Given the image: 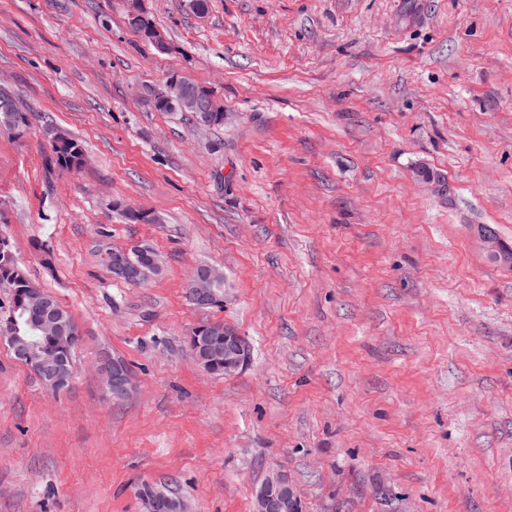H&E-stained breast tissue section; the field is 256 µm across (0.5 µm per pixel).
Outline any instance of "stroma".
Wrapping results in <instances>:
<instances>
[{
  "instance_id": "stroma-1",
  "label": "stroma",
  "mask_w": 512,
  "mask_h": 512,
  "mask_svg": "<svg viewBox=\"0 0 512 512\" xmlns=\"http://www.w3.org/2000/svg\"><path fill=\"white\" fill-rule=\"evenodd\" d=\"M142 6L165 51L128 0H0V86L30 120L0 132V237L81 331L60 392L0 341V512H148L145 484L254 512L273 470L305 512H512V267L477 235L512 246V0ZM173 74L222 126L137 98ZM49 123L85 166L55 165ZM102 245L163 270L127 283ZM199 264L223 305L189 302ZM203 321L245 336L246 369L196 365ZM479 236L483 248L490 258L506 264L511 263L507 248L500 243V240L495 236L491 228L482 227L479 230ZM105 379L112 397L126 398L134 388L130 369L119 361H112V366L106 367Z\"/></svg>"
}]
</instances>
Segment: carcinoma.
Returning a JSON list of instances; mask_svg holds the SVG:
<instances>
[{"instance_id": "obj_1", "label": "carcinoma", "mask_w": 512, "mask_h": 512, "mask_svg": "<svg viewBox=\"0 0 512 512\" xmlns=\"http://www.w3.org/2000/svg\"><path fill=\"white\" fill-rule=\"evenodd\" d=\"M27 122L26 114L18 107L13 96L0 89V129L14 130ZM55 163L63 169H78L85 159V148L81 141L70 136L57 126L46 128ZM0 328L16 323L18 335L33 340L44 349L73 356L80 341L79 329L68 310L58 301H53V317L64 330L52 331L39 326V315L28 310L29 299L40 288L17 264L9 242L0 238ZM219 326L214 322H202L191 331V337L208 346L224 345V337L217 335Z\"/></svg>"}]
</instances>
